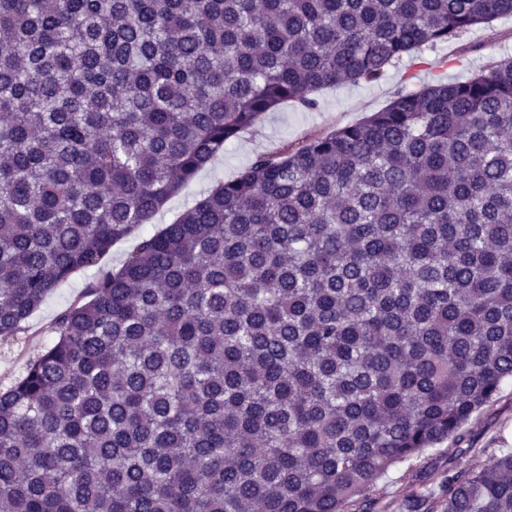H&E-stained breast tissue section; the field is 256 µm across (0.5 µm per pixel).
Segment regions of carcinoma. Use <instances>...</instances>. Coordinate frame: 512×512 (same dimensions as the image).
<instances>
[{"instance_id": "cac0c4a2", "label": "carcinoma", "mask_w": 512, "mask_h": 512, "mask_svg": "<svg viewBox=\"0 0 512 512\" xmlns=\"http://www.w3.org/2000/svg\"><path fill=\"white\" fill-rule=\"evenodd\" d=\"M512 0H0V512H347L512 378V57L257 157L224 145ZM443 512H512V448ZM97 276L95 269L72 275L33 315L24 332L14 336L9 349L0 345V387L4 388L23 371L28 359L55 336L51 326L56 315L66 307L86 301L88 288Z\"/></svg>"}]
</instances>
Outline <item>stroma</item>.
I'll return each mask as SVG.
<instances>
[{
    "label": "stroma",
    "mask_w": 512,
    "mask_h": 512,
    "mask_svg": "<svg viewBox=\"0 0 512 512\" xmlns=\"http://www.w3.org/2000/svg\"><path fill=\"white\" fill-rule=\"evenodd\" d=\"M512 50V18L501 19L468 32L455 42L424 48V65L403 61L391 67L375 83L342 84L317 93L318 105L308 110L295 105L267 113L253 129L241 133L224 147L184 189L143 228L152 233L217 184L236 177L260 153H273L284 145H299L306 138L325 134L358 122L386 107L397 92L421 89L437 75L462 81L498 59L502 50ZM97 276L96 270L72 275L33 315L24 332L10 346L0 345V387H6L23 371L28 359L52 338L51 326L66 307L84 302ZM469 439L463 444L446 440L426 449L420 461L400 464L380 479L373 495L372 512H400L407 498H423L426 512H440L430 492L452 467H480L502 449L512 448V379L506 380L491 403L473 415L467 424Z\"/></svg>",
    "instance_id": "obj_1"
}]
</instances>
